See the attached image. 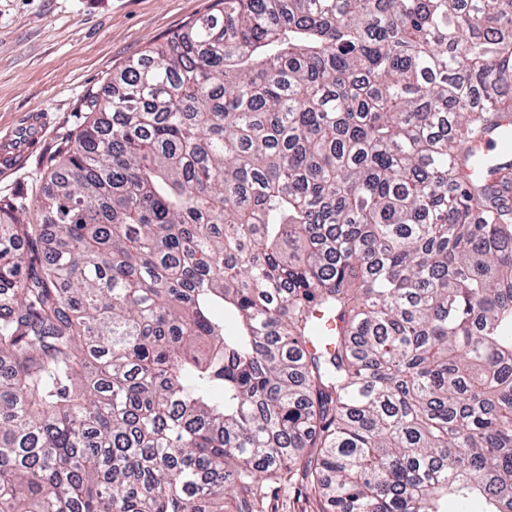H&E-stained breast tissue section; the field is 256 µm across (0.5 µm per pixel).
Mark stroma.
<instances>
[{
    "mask_svg": "<svg viewBox=\"0 0 512 512\" xmlns=\"http://www.w3.org/2000/svg\"><path fill=\"white\" fill-rule=\"evenodd\" d=\"M217 10V0H0V137L30 113L48 119L25 167L0 174V196L38 192L45 158L75 134L85 95L103 91L113 70ZM324 508L284 473L263 489L254 512Z\"/></svg>",
    "mask_w": 512,
    "mask_h": 512,
    "instance_id": "stroma-1",
    "label": "stroma"
}]
</instances>
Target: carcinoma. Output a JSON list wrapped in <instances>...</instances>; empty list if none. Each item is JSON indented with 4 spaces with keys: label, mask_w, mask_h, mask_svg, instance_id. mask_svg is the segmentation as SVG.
I'll list each match as a JSON object with an SVG mask.
<instances>
[{
    "label": "carcinoma",
    "mask_w": 512,
    "mask_h": 512,
    "mask_svg": "<svg viewBox=\"0 0 512 512\" xmlns=\"http://www.w3.org/2000/svg\"><path fill=\"white\" fill-rule=\"evenodd\" d=\"M222 3L0 198V512H512V0ZM499 147L500 136L498 133L485 137L484 139L473 144V154L481 156L486 161V166L483 170L484 176L492 175V169L494 166V161L499 153ZM324 508V502L313 490L285 471L263 489L254 512H324Z\"/></svg>",
    "instance_id": "carcinoma-1"
}]
</instances>
